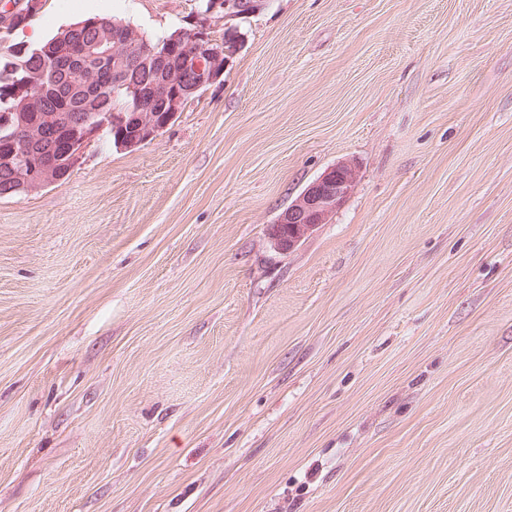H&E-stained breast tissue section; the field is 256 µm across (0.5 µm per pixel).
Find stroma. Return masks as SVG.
I'll return each mask as SVG.
<instances>
[{
  "instance_id": "obj_1",
  "label": "stroma",
  "mask_w": 512,
  "mask_h": 512,
  "mask_svg": "<svg viewBox=\"0 0 512 512\" xmlns=\"http://www.w3.org/2000/svg\"><path fill=\"white\" fill-rule=\"evenodd\" d=\"M206 4L33 22L244 43L151 141L0 197V512H512V0ZM357 182L356 168L341 161L327 168L312 181L288 208L283 210L269 228L274 246L291 251L326 224L352 193Z\"/></svg>"
}]
</instances>
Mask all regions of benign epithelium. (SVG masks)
I'll list each match as a JSON object with an SVG mask.
<instances>
[{
	"mask_svg": "<svg viewBox=\"0 0 512 512\" xmlns=\"http://www.w3.org/2000/svg\"><path fill=\"white\" fill-rule=\"evenodd\" d=\"M25 0H3L0 3V25L8 26L14 22ZM242 36L237 34L224 41L219 48H210L204 39L193 36L181 45L183 68L172 71L166 77L159 92L165 95L164 106L170 108L168 121H173L181 110L182 98L179 93L168 94V88L188 79L193 89L204 90L222 80L228 61L241 48ZM121 53V45L109 36V28L81 47V56L87 62L98 65H115ZM158 100L153 95H137L138 111L132 113L133 122L138 126L144 140L154 137L159 129L155 125L152 112ZM14 140L19 146L36 142L46 144L44 153L33 158L30 152L22 149L14 151L5 158L17 183L16 190L27 195L55 185L62 180L61 168L53 159V143L48 141V134L43 127L32 126L27 118H17ZM101 130L92 125L86 128L84 135L66 153L68 168L72 169L82 163L88 148L97 142ZM357 182L356 168L348 161H341L327 168L312 181L288 208L283 210L269 228V236L274 246L281 251H291L310 236L320 225L326 224L335 215L336 210L352 193Z\"/></svg>",
	"mask_w": 512,
	"mask_h": 512,
	"instance_id": "1",
	"label": "benign epithelium"
}]
</instances>
